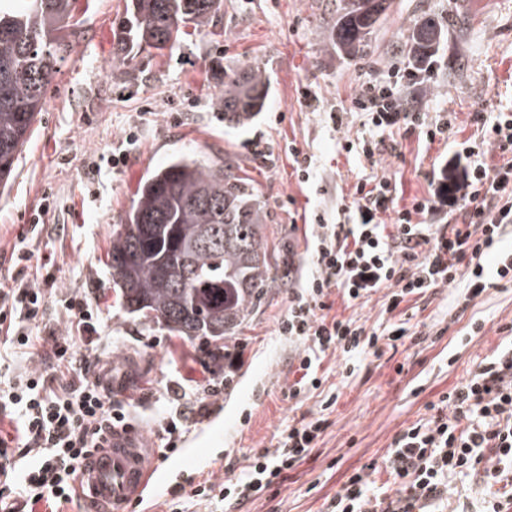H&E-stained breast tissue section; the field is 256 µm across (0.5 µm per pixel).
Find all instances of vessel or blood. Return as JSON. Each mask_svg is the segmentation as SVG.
<instances>
[{
	"label": "vessel or blood",
	"mask_w": 512,
	"mask_h": 512,
	"mask_svg": "<svg viewBox=\"0 0 512 512\" xmlns=\"http://www.w3.org/2000/svg\"><path fill=\"white\" fill-rule=\"evenodd\" d=\"M155 479L156 466L145 441L118 431L110 447L89 458L78 485L90 491V512H125Z\"/></svg>",
	"instance_id": "1"
}]
</instances>
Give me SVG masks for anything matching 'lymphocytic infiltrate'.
I'll return each instance as SVG.
<instances>
[{
    "label": "lymphocytic infiltrate",
    "mask_w": 512,
    "mask_h": 512,
    "mask_svg": "<svg viewBox=\"0 0 512 512\" xmlns=\"http://www.w3.org/2000/svg\"><path fill=\"white\" fill-rule=\"evenodd\" d=\"M375 131L401 128L422 133L432 143L448 136L447 120L404 107L393 83L365 81L353 100ZM479 134L461 144L441 168L442 187L409 207L393 209L397 188L387 178L358 181L345 221L331 224L314 215L309 224L312 268L295 289L278 333L299 340L301 376L291 387L299 395L318 387L316 369L323 355L347 358L379 352V341L408 335L393 323L386 335L367 331L351 319L328 316V300L341 294L365 302L389 289L388 310L407 299L458 278L467 281L468 299L501 282H512V113L476 112ZM449 208L450 223L430 224L436 204ZM392 222H385L386 213ZM394 233H387V226ZM47 304L44 288L33 281L0 289V360L27 354L41 335ZM510 343L481 360L467 379L429 403V417L406 427L385 455L394 493L371 490L374 464L354 470L327 505V512H447L448 477L479 483L484 512H512V324ZM39 367L21 379L0 378V418L14 425L0 436V512H17V499L36 503L73 499L83 462L104 448L124 426L127 404L112 397V366L98 353L84 351L72 337L51 336ZM325 428L324 417L303 418L277 438L274 450L256 457L238 477L196 489L198 498L241 501L284 482L311 453Z\"/></svg>",
    "instance_id": "obj_1"
}]
</instances>
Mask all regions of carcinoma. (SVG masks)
I'll use <instances>...</instances> for the list:
<instances>
[{
	"label": "carcinoma",
	"mask_w": 512,
	"mask_h": 512,
	"mask_svg": "<svg viewBox=\"0 0 512 512\" xmlns=\"http://www.w3.org/2000/svg\"><path fill=\"white\" fill-rule=\"evenodd\" d=\"M76 0H0V184H7L44 110L49 86L71 51ZM392 0H341L330 38L340 53L368 47ZM224 0H130L116 52L172 49L194 27H217ZM445 39L420 17L402 51L426 59ZM266 77L250 68L225 75L224 126L243 128L264 111ZM242 167L173 157L139 184L137 200L117 225L108 264L120 304L183 340L214 346L247 323L257 303L279 287L278 256L265 235L267 212Z\"/></svg>",
	"instance_id": "1"
}]
</instances>
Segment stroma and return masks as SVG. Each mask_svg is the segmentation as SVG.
Returning <instances> with one entry per match:
<instances>
[{"label":"stroma","mask_w":512,"mask_h":512,"mask_svg":"<svg viewBox=\"0 0 512 512\" xmlns=\"http://www.w3.org/2000/svg\"><path fill=\"white\" fill-rule=\"evenodd\" d=\"M127 0H76L81 26L73 50L48 89L47 104L24 145L13 177L0 188V282L34 279V269L11 266L14 245L54 256L57 279L48 292L45 322L57 334L71 327L63 299L86 297L100 316L98 349H110L112 395L129 403L130 433L150 443L165 482L150 485L128 512H325L353 469L382 461L395 436L427 416L429 403L464 381L502 340L512 323V283L467 300L463 283L436 288L388 311L385 292L364 304L331 295V313L367 331L406 321L426 342L399 341L382 356L347 365L327 354L322 384L298 397L301 342L277 333L293 289L311 266L304 215L336 221L359 180L386 176L397 183L395 208L429 193L439 178L440 156L477 133L472 113L512 105V0H393L387 20L363 56H340L323 32L336 19L339 0H224L217 31L195 30L173 52H140L126 73L115 57L116 33ZM443 25L447 37L423 82H401V104L428 118L455 113L447 141L428 145L392 129L385 141L395 153L370 166L338 148L341 139L374 133L352 100L362 82H386L406 56L400 46L421 14ZM241 68L269 80L267 107L243 129L224 125V75ZM318 97L305 106L301 91ZM341 113V129L330 115ZM310 156L313 174L302 181L288 153ZM127 149L126 165L112 167V151ZM210 155L244 167L268 212L270 245L288 257V283L272 289L246 326L229 338L224 357L212 362L204 345L170 337L156 324L133 319L112 291L107 254L112 231L136 199L140 179L176 155ZM44 228L31 235L34 218ZM478 336H470L473 323ZM183 420L175 433L159 423L168 396L181 387ZM337 394L333 412L310 456L283 484L242 503L204 502L199 484L240 475L254 456L301 417L321 413Z\"/></svg>","instance_id":"stroma-1"}]
</instances>
